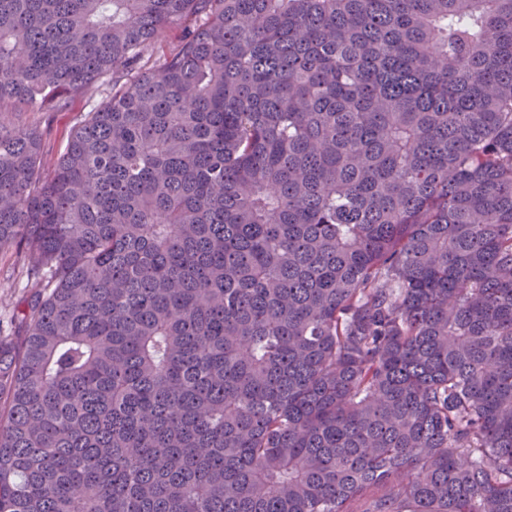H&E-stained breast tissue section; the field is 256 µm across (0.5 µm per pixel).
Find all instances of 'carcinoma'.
I'll return each mask as SVG.
<instances>
[{"mask_svg": "<svg viewBox=\"0 0 512 512\" xmlns=\"http://www.w3.org/2000/svg\"><path fill=\"white\" fill-rule=\"evenodd\" d=\"M106 77L0 117V512H512V0H0V103ZM184 31V24L168 25L161 28L146 52V58L149 57V63L157 62L164 54H168L175 50L180 44L181 37ZM102 86L94 85L81 94L68 99L58 109L38 111L36 108L15 102H5L1 112L4 118L16 124L37 128L42 134L43 159L51 166L63 151L68 135L79 115L89 111L99 100ZM42 284L27 277L20 254L0 252V338L13 344L23 340L22 315L30 295L42 289Z\"/></svg>", "mask_w": 512, "mask_h": 512, "instance_id": "1", "label": "carcinoma"}]
</instances>
